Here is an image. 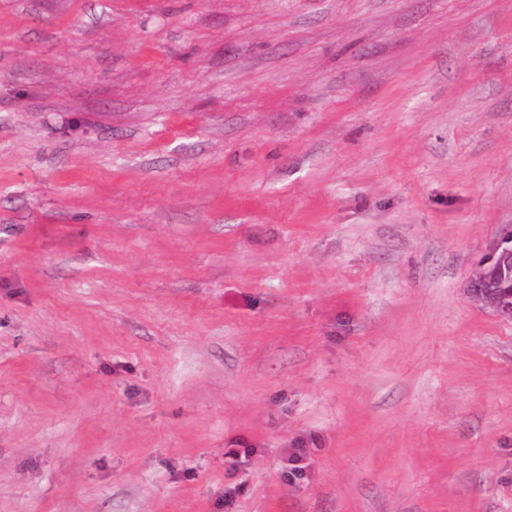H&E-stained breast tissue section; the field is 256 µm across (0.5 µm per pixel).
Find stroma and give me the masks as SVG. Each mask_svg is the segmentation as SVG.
<instances>
[{"mask_svg": "<svg viewBox=\"0 0 512 512\" xmlns=\"http://www.w3.org/2000/svg\"><path fill=\"white\" fill-rule=\"evenodd\" d=\"M505 246L512 0H0V512H512ZM496 266L499 278H489L485 274V267L479 268L473 274L468 289L477 301L491 308L500 317L511 320L512 305L505 302L503 288L508 280L512 284V250L501 253L497 258Z\"/></svg>", "mask_w": 512, "mask_h": 512, "instance_id": "obj_1", "label": "stroma"}]
</instances>
